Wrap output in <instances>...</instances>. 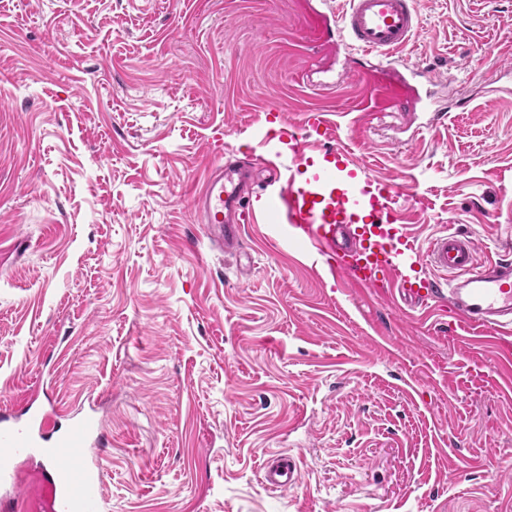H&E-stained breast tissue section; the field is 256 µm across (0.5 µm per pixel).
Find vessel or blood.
Returning a JSON list of instances; mask_svg holds the SVG:
<instances>
[{"label":"vessel or blood","mask_w":512,"mask_h":512,"mask_svg":"<svg viewBox=\"0 0 512 512\" xmlns=\"http://www.w3.org/2000/svg\"><path fill=\"white\" fill-rule=\"evenodd\" d=\"M418 25L416 0H345L336 12L335 43L378 59L362 73L371 89L365 112L386 100L403 111L421 103L393 61ZM266 121L256 146L277 159L270 196L275 221L286 225L289 237L312 248L334 279L362 290L386 288L405 302L447 308L456 329L472 336L512 332V261H479L475 240L459 232L421 247L399 221V196L388 180L371 174L345 145L309 148V137L323 138L334 130L329 113L306 112L303 139L281 115L267 113ZM192 206L209 237L225 251L236 250L242 225L256 216L248 166H213ZM101 440L91 411L61 426L49 411H1L0 483H10L18 461L46 456L52 461L45 475L49 512H104L94 453ZM299 479L296 461L263 466L269 487L285 489Z\"/></svg>","instance_id":"obj_1"}]
</instances>
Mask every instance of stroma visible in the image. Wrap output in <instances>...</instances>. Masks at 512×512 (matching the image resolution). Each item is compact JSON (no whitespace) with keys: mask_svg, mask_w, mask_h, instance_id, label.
I'll return each mask as SVG.
<instances>
[{"mask_svg":"<svg viewBox=\"0 0 512 512\" xmlns=\"http://www.w3.org/2000/svg\"><path fill=\"white\" fill-rule=\"evenodd\" d=\"M319 0H0V408H92L112 512H512V370L411 310L316 274L267 213L240 252L192 207L264 115L340 112L421 244L512 256V0H417L396 57L427 126L353 125L369 59L321 55ZM284 454L298 483L272 490ZM42 458L0 512H45ZM300 479V468L295 460L283 459L263 465V481L275 489H285L296 484Z\"/></svg>","mask_w":512,"mask_h":512,"instance_id":"35a3bbf8","label":"stroma"}]
</instances>
